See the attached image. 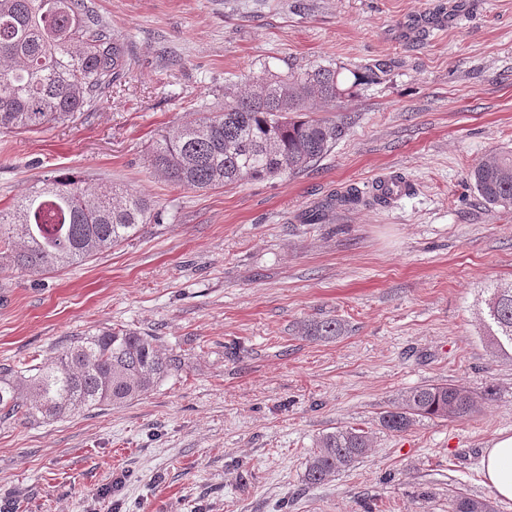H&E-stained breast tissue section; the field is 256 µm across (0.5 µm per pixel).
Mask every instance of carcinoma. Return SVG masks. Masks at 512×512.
<instances>
[{"label": "carcinoma", "instance_id": "carcinoma-1", "mask_svg": "<svg viewBox=\"0 0 512 512\" xmlns=\"http://www.w3.org/2000/svg\"><path fill=\"white\" fill-rule=\"evenodd\" d=\"M129 71L125 44L112 36L92 0H0V132H38L90 112ZM383 68L352 72L318 66L304 73L261 79L249 94L165 132L151 148V167L177 187L209 190L247 180L298 175L332 151L344 127L310 115L315 99L336 103L374 81ZM470 179L483 200L512 209V149L481 162ZM349 187L328 207L355 206ZM146 198L113 186L95 187L60 176L0 209V267L43 275L108 252L129 240L152 217ZM481 340L492 356L512 361V283L487 287ZM304 333L332 341L343 324L328 318ZM182 369L160 339L136 329L112 328L79 338L42 365H0V421H49L76 412L120 407L153 391ZM494 389L476 393L455 384L410 389L379 417L391 434L422 418L470 417ZM371 433L338 428L315 443L305 482L319 485L350 467L371 448ZM451 512H494L486 499L457 493Z\"/></svg>", "mask_w": 512, "mask_h": 512}]
</instances>
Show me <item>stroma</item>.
<instances>
[{
	"mask_svg": "<svg viewBox=\"0 0 512 512\" xmlns=\"http://www.w3.org/2000/svg\"><path fill=\"white\" fill-rule=\"evenodd\" d=\"M95 3L128 75L95 111L0 133V208L69 171L148 198L157 219L53 273L0 269V364L130 327L182 368L120 408L0 424V512H448L456 491L512 512L480 466L512 433V362L478 337L484 288L512 281V213L468 178L512 147V0ZM377 64L379 82L317 108L345 132L297 176L198 191L148 162L160 134L251 80ZM389 174L408 194L313 220ZM325 318L344 336L304 335ZM448 383L496 393L470 417L381 428L404 391ZM347 426L372 449L307 485L315 440Z\"/></svg>",
	"mask_w": 512,
	"mask_h": 512,
	"instance_id": "obj_1",
	"label": "stroma"
}]
</instances>
